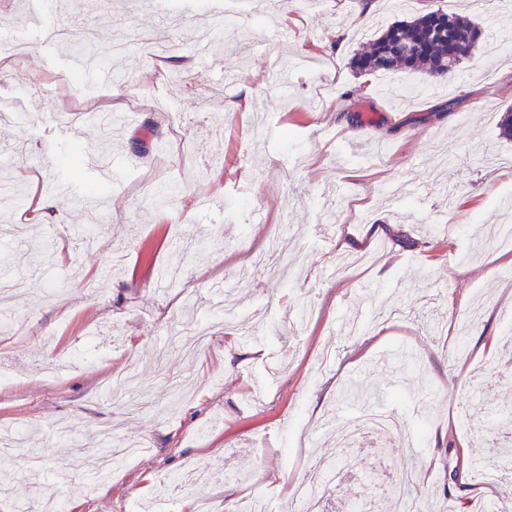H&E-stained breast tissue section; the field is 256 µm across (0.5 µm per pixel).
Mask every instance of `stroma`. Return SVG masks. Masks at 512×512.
Segmentation results:
<instances>
[{"label": "stroma", "mask_w": 512, "mask_h": 512, "mask_svg": "<svg viewBox=\"0 0 512 512\" xmlns=\"http://www.w3.org/2000/svg\"><path fill=\"white\" fill-rule=\"evenodd\" d=\"M470 0H415L412 10L377 0L365 19L353 0H288V18L246 7V22H218L224 0H183L178 58L160 69L136 38L152 26L150 0H69L45 27L25 25L18 0H0L27 42L0 70V178L21 176L66 211L65 225L30 221L0 195V279L25 292L0 314V425L22 428L17 455L0 462V512H36L59 500L68 512H132L156 480L186 479L176 512H239L248 493L269 512H291L294 478L333 471L326 503L348 512H395L393 495L367 497L369 481L410 470L427 512H461L458 456L481 446L499 455L493 431L512 395V241L497 238V200L512 194V155L498 121L512 107V60L480 48L442 95L420 73L364 74L329 50L348 31L356 53L387 25ZM78 15L95 41L127 38L103 63L138 99L120 136L82 125L62 138L53 113L65 100L50 79L75 75L74 98L100 85L75 74L80 46L54 36ZM222 24L221 49L198 58L200 30ZM249 107H242L244 94ZM95 150L115 176L99 180L73 157ZM200 169L162 207L139 205L136 182L150 161L162 180L186 158ZM421 196H405L406 180ZM254 193H238L239 182ZM447 193H435V183ZM400 201L389 207L387 194ZM222 197L219 211L202 207ZM110 233L82 247L88 209ZM454 227L451 236L442 225ZM181 241L172 249V241ZM179 263L181 281L156 293V270ZM226 282L221 309L207 288ZM241 308V327L215 331L201 357L183 345L196 322ZM394 356L383 371L366 369ZM397 412L403 435L345 452L336 429L362 405ZM146 444L116 465L65 447L66 432L97 441L101 430Z\"/></svg>", "instance_id": "stroma-1"}]
</instances>
